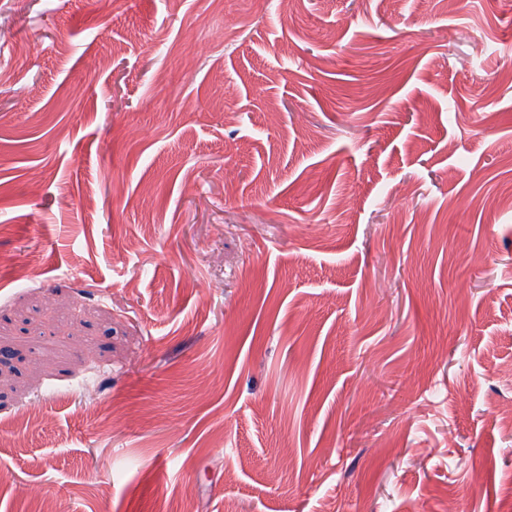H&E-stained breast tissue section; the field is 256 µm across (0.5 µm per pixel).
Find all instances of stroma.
I'll return each instance as SVG.
<instances>
[{"instance_id":"obj_1","label":"stroma","mask_w":512,"mask_h":512,"mask_svg":"<svg viewBox=\"0 0 512 512\" xmlns=\"http://www.w3.org/2000/svg\"><path fill=\"white\" fill-rule=\"evenodd\" d=\"M3 347L0 512H512V9L0 0Z\"/></svg>"}]
</instances>
